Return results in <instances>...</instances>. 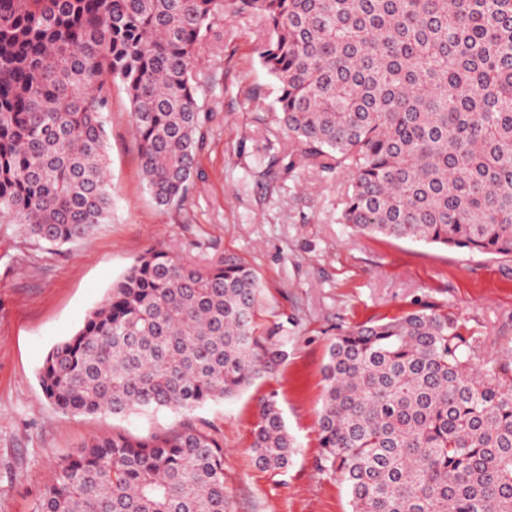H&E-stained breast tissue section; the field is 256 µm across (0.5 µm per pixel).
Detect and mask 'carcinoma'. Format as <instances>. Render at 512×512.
Instances as JSON below:
<instances>
[{"mask_svg":"<svg viewBox=\"0 0 512 512\" xmlns=\"http://www.w3.org/2000/svg\"><path fill=\"white\" fill-rule=\"evenodd\" d=\"M256 16L294 149L267 172L343 175L353 233L512 258V0H0V217L35 241L88 237L112 211L104 114L120 82L147 189L182 209L210 115L192 67L225 13ZM242 260L140 256L39 370L66 414L190 417L288 359L259 331ZM432 306L334 337L317 468L351 512H512V351L488 354ZM263 470L294 442L276 394L250 445ZM224 441L203 420L67 456L32 512H227Z\"/></svg>","mask_w":512,"mask_h":512,"instance_id":"obj_1","label":"carcinoma"}]
</instances>
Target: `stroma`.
Masks as SVG:
<instances>
[{
  "instance_id": "1",
  "label": "stroma",
  "mask_w": 512,
  "mask_h": 512,
  "mask_svg": "<svg viewBox=\"0 0 512 512\" xmlns=\"http://www.w3.org/2000/svg\"><path fill=\"white\" fill-rule=\"evenodd\" d=\"M264 37L259 19L226 17L195 67L216 87L203 101L213 118L182 209L158 207L148 193L130 102L117 82L105 114L114 190L108 219L61 247L0 222V512H30L62 459L85 442L179 428L172 411L63 414L37 378L48 351L74 335L153 246L202 264L206 254L191 244L211 242L246 261L264 286L259 323L288 327L289 357L277 372L198 411L224 441L227 512H351L346 485L316 467L321 368L338 333L429 304L460 316L484 337L486 352L512 346V260L353 235L337 221L346 177L314 169L266 175L269 157L286 155L290 144L273 109L275 80L258 55ZM273 390L295 443L278 474L258 469L250 449L257 400Z\"/></svg>"
}]
</instances>
